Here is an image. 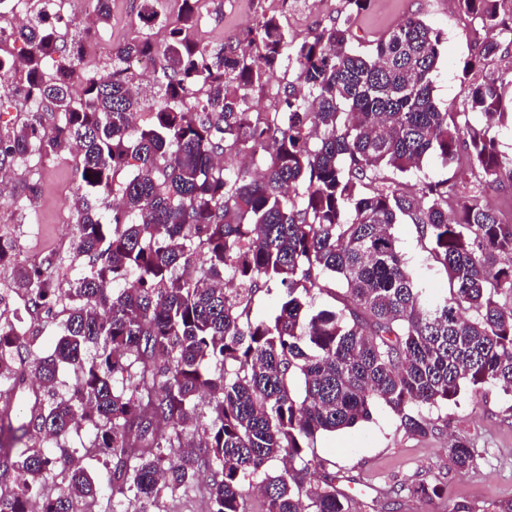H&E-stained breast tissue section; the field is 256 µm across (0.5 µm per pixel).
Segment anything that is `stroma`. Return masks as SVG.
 I'll return each instance as SVG.
<instances>
[{
    "instance_id": "stroma-1",
    "label": "stroma",
    "mask_w": 512,
    "mask_h": 512,
    "mask_svg": "<svg viewBox=\"0 0 512 512\" xmlns=\"http://www.w3.org/2000/svg\"><path fill=\"white\" fill-rule=\"evenodd\" d=\"M281 14L295 40L342 19L345 0H211L200 29L208 42H221L250 26L260 12ZM410 17L440 29L447 42L432 76L433 95L441 110L466 111L462 70L484 32L478 20L462 12L456 0H371L353 25L357 44L366 45ZM71 155L42 170L35 221L21 224L9 204L0 203V231L18 236L33 257L51 250L73 259L76 242L67 197L77 187ZM478 167L467 159L441 164L426 158L408 184L446 180L456 186L476 183ZM403 259L425 299L445 295L448 276L429 256V243L415 225H395ZM432 423L424 436L403 428L388 407L376 405L368 420L310 441L306 457L335 474L336 485L349 499L351 512H454L467 504L473 512H489L492 504L512 499V396L489 387L481 395L462 390L448 404L424 409ZM465 436L474 448V466L457 471L448 464V441ZM441 487L439 497L425 501L412 495L413 484Z\"/></svg>"
}]
</instances>
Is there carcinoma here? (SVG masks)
<instances>
[{
	"instance_id": "carcinoma-1",
	"label": "carcinoma",
	"mask_w": 512,
	"mask_h": 512,
	"mask_svg": "<svg viewBox=\"0 0 512 512\" xmlns=\"http://www.w3.org/2000/svg\"><path fill=\"white\" fill-rule=\"evenodd\" d=\"M204 2L180 0L170 16L161 0H141L136 35L96 78L78 72L91 31L59 37L72 19L57 0H27L29 25H0V72L11 77L0 113H15L0 124V170L27 175L9 203L32 223L42 166L76 148L69 210L84 261L63 283V256L20 266L17 242L0 235V273L12 281L0 295V512H98L107 489L150 512L202 464L212 467L199 488L206 512H247L244 483L285 458L300 468L259 484L263 512H350L330 473L306 487L317 435L381 403L425 436L423 406L465 387L512 394V306L498 300L512 297V224L484 203L488 188L512 182V155L490 134L512 119V78L467 83L468 111L450 120L432 87L445 38L419 18L360 49L352 27L370 0H346L341 22L296 45L266 13L203 45ZM457 2L485 30L467 74L512 40V22L499 0ZM159 56L147 109L129 63ZM281 67L291 79L272 110L252 111L249 90ZM463 153L480 177L461 191L386 175ZM403 221L448 274V294L430 306L393 233ZM330 282L352 306L314 307ZM273 287L279 314L252 319L255 297ZM46 318L58 321L54 348L33 355ZM65 365L76 385L62 397ZM82 428L92 433L82 455L106 454L104 484L82 466L56 467L55 448ZM448 463L473 466L466 437L450 441Z\"/></svg>"
}]
</instances>
